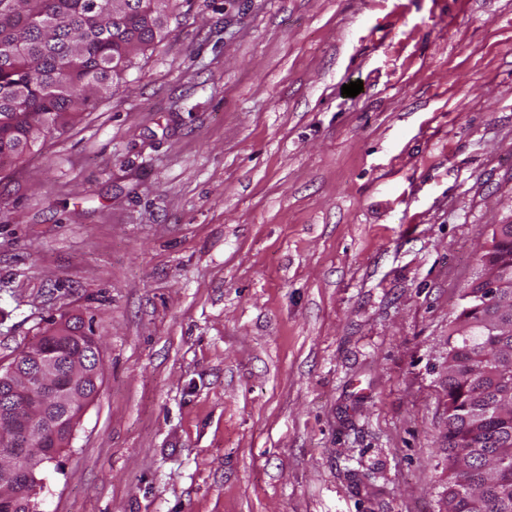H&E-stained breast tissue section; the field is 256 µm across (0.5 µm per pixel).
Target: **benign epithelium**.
Here are the masks:
<instances>
[{
    "label": "benign epithelium",
    "instance_id": "obj_1",
    "mask_svg": "<svg viewBox=\"0 0 512 512\" xmlns=\"http://www.w3.org/2000/svg\"><path fill=\"white\" fill-rule=\"evenodd\" d=\"M479 282L481 307L489 310L493 323L505 305V289L512 288V270L489 264ZM101 380V362L89 364L82 348L60 356L31 344L0 365V433L16 443L0 452V512L40 510L41 474L58 461L56 448L70 447ZM46 441L52 447H43Z\"/></svg>",
    "mask_w": 512,
    "mask_h": 512
}]
</instances>
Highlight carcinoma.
Segmentation results:
<instances>
[{"mask_svg":"<svg viewBox=\"0 0 512 512\" xmlns=\"http://www.w3.org/2000/svg\"><path fill=\"white\" fill-rule=\"evenodd\" d=\"M93 0H0V46L22 39L24 54L0 52V163L69 125L97 98L112 94L135 56L167 33L172 0H130L112 18L89 14ZM476 281L463 289L448 334V354L473 376L448 377V488L445 512H512V410L504 398L512 328L488 336L467 307Z\"/></svg>","mask_w":512,"mask_h":512,"instance_id":"obj_1","label":"carcinoma"}]
</instances>
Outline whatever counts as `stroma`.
Returning <instances> with one entry per match:
<instances>
[{
	"mask_svg": "<svg viewBox=\"0 0 512 512\" xmlns=\"http://www.w3.org/2000/svg\"><path fill=\"white\" fill-rule=\"evenodd\" d=\"M168 29L0 173V360L68 314L102 353L42 512H443L448 331L512 221V0Z\"/></svg>",
	"mask_w": 512,
	"mask_h": 512,
	"instance_id": "1",
	"label": "stroma"
}]
</instances>
